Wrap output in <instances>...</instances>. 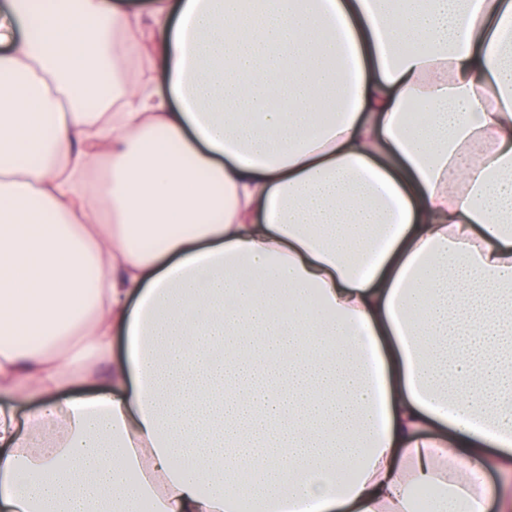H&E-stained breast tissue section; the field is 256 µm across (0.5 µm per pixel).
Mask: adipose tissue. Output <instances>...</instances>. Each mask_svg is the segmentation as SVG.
I'll use <instances>...</instances> for the list:
<instances>
[{"label":"adipose tissue","mask_w":512,"mask_h":512,"mask_svg":"<svg viewBox=\"0 0 512 512\" xmlns=\"http://www.w3.org/2000/svg\"><path fill=\"white\" fill-rule=\"evenodd\" d=\"M1 394L0 512H487L512 0H0Z\"/></svg>","instance_id":"obj_1"}]
</instances>
